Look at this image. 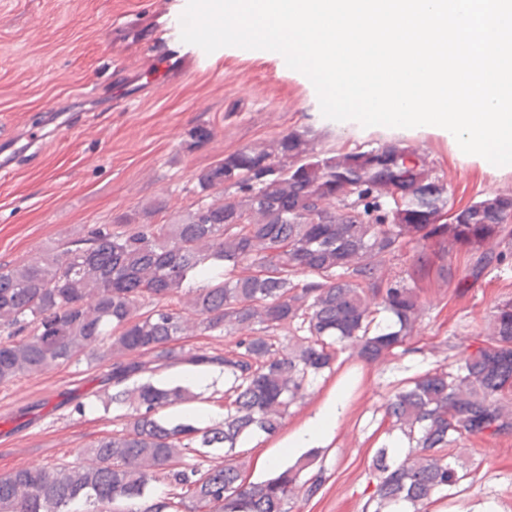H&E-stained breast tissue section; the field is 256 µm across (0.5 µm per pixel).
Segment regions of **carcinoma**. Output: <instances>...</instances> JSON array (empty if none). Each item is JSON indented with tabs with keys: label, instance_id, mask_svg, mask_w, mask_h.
Wrapping results in <instances>:
<instances>
[{
	"label": "carcinoma",
	"instance_id": "carcinoma-1",
	"mask_svg": "<svg viewBox=\"0 0 512 512\" xmlns=\"http://www.w3.org/2000/svg\"><path fill=\"white\" fill-rule=\"evenodd\" d=\"M311 127L269 150L244 147L195 174L198 200L156 224L157 200L88 231L84 246L0 266V385L86 354L111 362L110 402H131L121 429L86 449L90 463L0 474V512H290L326 480L312 448L263 481L240 482L235 448L274 435L289 408L354 350L376 361L401 350L423 313L420 283H478L512 259V192L460 208L418 149L401 141L336 150ZM235 196L219 203L220 190ZM458 212L456 222L438 221ZM415 252L401 272L385 270ZM238 268L249 273L238 276ZM188 300L181 303L183 288ZM189 327L233 337L222 355L176 351ZM288 330V342L279 332ZM184 363L224 368L223 418L201 422L189 380L157 381ZM385 415L401 433L373 462L372 512H427L463 480L450 447L512 434V300L488 333L398 388ZM224 449V460L208 462ZM161 483L167 492L153 493Z\"/></svg>",
	"mask_w": 512,
	"mask_h": 512
}]
</instances>
